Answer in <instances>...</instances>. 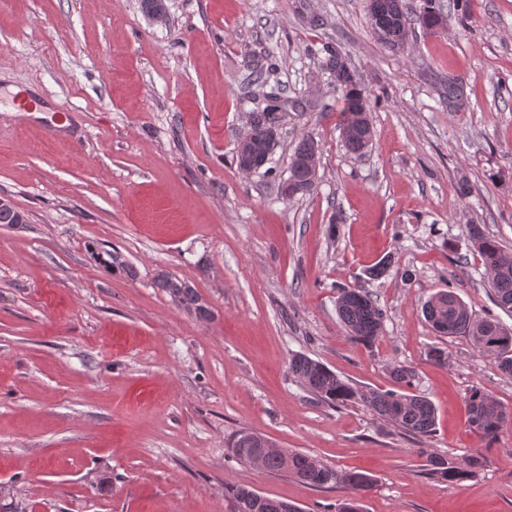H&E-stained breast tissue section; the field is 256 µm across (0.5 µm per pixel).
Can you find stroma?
<instances>
[{
	"instance_id": "1",
	"label": "stroma",
	"mask_w": 512,
	"mask_h": 512,
	"mask_svg": "<svg viewBox=\"0 0 512 512\" xmlns=\"http://www.w3.org/2000/svg\"><path fill=\"white\" fill-rule=\"evenodd\" d=\"M471 18L415 28L400 52L375 37L368 0H0V93L37 88L40 111L0 112V195L29 221L0 226V484L24 512H234L225 483L323 512L348 497L236 461L239 430L339 471L372 476L363 512H512V422L495 441L465 396L512 412V377L465 335L442 337L421 306L453 288L512 328L466 227L512 252V0H470ZM334 40L369 96L375 136L346 151L342 103L314 50ZM316 104L284 113L259 172L236 163L254 58ZM462 80L465 111L438 77ZM319 143L313 194L287 199L299 137ZM473 192L459 199L457 185ZM119 251L135 277L96 264ZM394 263L373 279L385 255ZM206 299L200 320L154 285L158 270ZM363 288L387 311L365 347L336 313ZM447 348V366L427 357ZM304 353L359 388L395 389L413 367L437 409L416 438L352 403L316 402L290 376ZM483 453L477 478L440 483L428 454ZM471 427L488 439H495L504 426L506 408L480 387H473L465 397Z\"/></svg>"
}]
</instances>
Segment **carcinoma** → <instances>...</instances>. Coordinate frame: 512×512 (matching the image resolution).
<instances>
[{"mask_svg": "<svg viewBox=\"0 0 512 512\" xmlns=\"http://www.w3.org/2000/svg\"><path fill=\"white\" fill-rule=\"evenodd\" d=\"M434 13L409 10L404 0H370L369 15L373 32L384 47L395 51L399 45L409 39L412 33L410 22L418 23L422 28L431 30L445 20L446 4L444 0H431ZM326 42L318 49L322 54V70L329 74L349 68L346 53L331 55ZM278 63L272 53H267L265 61L253 64L254 90L248 98L254 104L251 113L257 123L271 125L278 120L274 112L268 111L269 99L267 87L269 75L277 70ZM328 92L343 101L341 132L344 146L352 154L364 153L372 143L374 130L368 113L357 115L355 110L369 107V100L359 88L357 80L350 78L344 83H327ZM317 142L304 135L299 139L289 168L288 189L291 195H309L314 192L316 180L308 164ZM28 216L25 211L11 204L0 207V224H25ZM466 233L473 248L479 253L485 271L489 274L488 284L493 289L496 303L503 309L512 310V254L503 250L499 242L486 233L479 224H469ZM94 260L105 269L121 271L128 277L136 275L134 267L118 251L98 246L91 247ZM156 287L171 298L174 304L186 313L199 319L210 316V309L190 283L169 272H158L154 276ZM455 295L452 289L440 290L428 298L422 305V315L428 325L442 336L450 337L464 334L470 337L478 351L494 359L500 371L512 376V329L500 321L487 317L468 315L460 319L455 309L449 306L448 298ZM339 318L354 340L367 347L373 346L381 335L385 310L377 299L359 288H349L341 292L336 301ZM288 373L315 400L329 406L340 407L349 403H358L388 421L403 432L419 438H429L435 432L436 410L432 402L422 395L409 391L414 386V370L402 364L391 367V376L406 391L360 389L342 378L324 363L303 353H295L288 360ZM469 424L488 439H494L504 426L502 420L506 408L480 387L470 389L465 397ZM230 450L236 459L241 453L260 451L255 446V435L241 430L232 439ZM262 469L274 474H289L303 483L326 488L341 484L352 495L336 504V512H362L359 493L373 485V479L364 473L350 471L339 473L318 460L299 452L273 451L260 455ZM427 473L435 480L457 484L475 477L487 464L483 454L467 455L460 458L431 456L428 459ZM224 495L232 499L235 512H284L295 510V506L268 496L259 497L253 488L226 484Z\"/></svg>", "mask_w": 512, "mask_h": 512, "instance_id": "1", "label": "carcinoma"}]
</instances>
